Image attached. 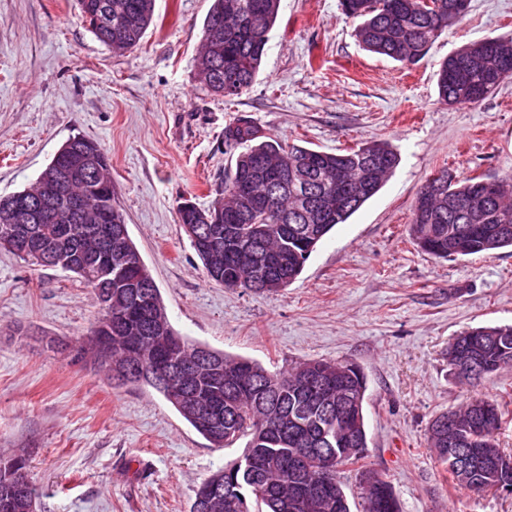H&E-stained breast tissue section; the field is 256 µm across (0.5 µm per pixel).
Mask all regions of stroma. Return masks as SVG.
Segmentation results:
<instances>
[{"mask_svg": "<svg viewBox=\"0 0 512 512\" xmlns=\"http://www.w3.org/2000/svg\"><path fill=\"white\" fill-rule=\"evenodd\" d=\"M211 5L155 0L140 45L116 54L83 26L78 0H0V196L31 185L70 137L94 139L176 331L271 371L358 365L364 463L402 512H512V494L452 486L426 445L438 413L512 397V369L469 387L446 359L460 332L512 324V250L438 259L408 237L432 174L512 173V81L469 106L440 102L436 87L455 49L512 34V0H471L408 69L363 49L340 0H281L258 77L230 100L195 79ZM240 115L285 143L384 140L400 154L380 192L273 294L209 282L178 223L183 200L219 198L237 155L224 126ZM98 311L73 273L0 249V458H26L38 512H190L200 482L243 447H212L153 389L76 361Z\"/></svg>", "mask_w": 512, "mask_h": 512, "instance_id": "stroma-1", "label": "stroma"}]
</instances>
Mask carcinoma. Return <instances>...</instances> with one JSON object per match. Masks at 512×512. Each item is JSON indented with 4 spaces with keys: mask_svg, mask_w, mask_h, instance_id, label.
<instances>
[{
    "mask_svg": "<svg viewBox=\"0 0 512 512\" xmlns=\"http://www.w3.org/2000/svg\"><path fill=\"white\" fill-rule=\"evenodd\" d=\"M281 0H214L205 18L197 81L213 94L237 97L248 91L258 74ZM84 26L106 46L114 29L137 46L154 19V0H79ZM469 0H341L343 16L357 22L355 35L363 47L404 66H413L444 32L467 14ZM512 80V39L488 38L467 43L446 59L438 73L439 99L448 105H469ZM71 147H89L104 160L101 177L109 179L107 157L100 145L84 136L67 140ZM224 144L241 151L224 180V197L209 208L178 209L180 224H200L217 211L224 215V237L193 246L210 281L254 294L288 287L325 237L344 224L375 196L399 165V154L387 142L367 141L339 152L286 144L267 135L246 116L224 127ZM88 217L117 228L123 215L112 205V191L98 193L87 177ZM481 177H458L442 170L427 180L417 198L430 197L432 209H412L409 235L423 252L440 259L461 258L512 247V174L497 181V197L480 202ZM66 182L50 191L40 205L39 235L45 245H59L67 223ZM104 244L89 224L72 225L63 252L94 254ZM107 296L86 342L77 351L90 357L107 377L126 386H147L161 394L178 414L216 448L246 440L243 455L261 461L249 482L232 472L234 463L212 473L197 488L216 487L205 512H303L299 499L323 492L318 512H351L345 471L360 474L367 448L364 400L367 379L349 362H299L271 372L261 364L215 352L217 371L195 374L197 345L179 336L153 337L145 324L132 322L114 329L131 302L148 292L157 316L168 318L156 284L141 288L135 280L110 282L64 267ZM333 387L309 394L304 382L313 364ZM448 366L455 378L476 385L512 368V325L471 328L448 346ZM499 399L474 398L444 411L431 421L427 445L436 460L449 466L448 431L438 421L452 417L458 449H478L466 468L451 478L474 493L512 487V456L496 440L505 415ZM331 442L310 469L294 474L283 467L293 454L312 448L318 439ZM22 456L0 461V512H27L18 482L27 480ZM362 512H401L391 484L379 477L374 491L360 487Z\"/></svg>",
    "mask_w": 512,
    "mask_h": 512,
    "instance_id": "carcinoma-1",
    "label": "carcinoma"
}]
</instances>
